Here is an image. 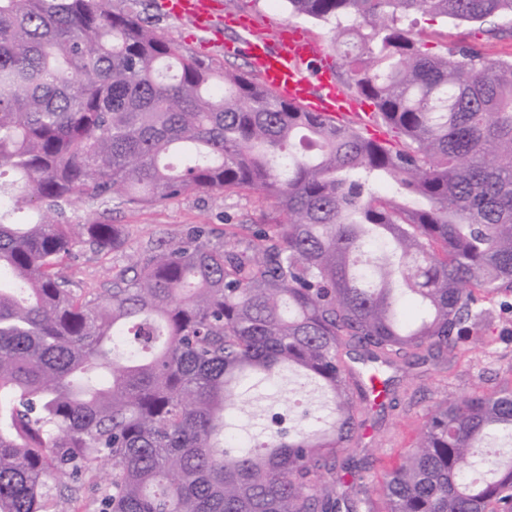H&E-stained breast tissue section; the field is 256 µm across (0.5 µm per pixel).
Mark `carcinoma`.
<instances>
[{"mask_svg":"<svg viewBox=\"0 0 512 512\" xmlns=\"http://www.w3.org/2000/svg\"><path fill=\"white\" fill-rule=\"evenodd\" d=\"M108 2L0 0V512H59L64 479L94 512H512L511 384L430 407L381 511L337 459L361 428L344 357L446 363L512 298V57L430 52L404 24L508 16L490 33L512 39V0H285L333 26L386 141ZM188 192H255L285 221L236 225V247L198 226L102 293L69 288L76 246L126 232L65 205ZM283 370L325 403L246 447L238 389Z\"/></svg>","mask_w":512,"mask_h":512,"instance_id":"1","label":"carcinoma"}]
</instances>
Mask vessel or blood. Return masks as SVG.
<instances>
[{"mask_svg": "<svg viewBox=\"0 0 512 512\" xmlns=\"http://www.w3.org/2000/svg\"><path fill=\"white\" fill-rule=\"evenodd\" d=\"M167 9L169 14L189 19L197 29L213 28L209 0H167ZM228 22L244 33L241 43L230 45V52L248 57L266 89L304 110L336 120L358 112L360 102L336 83L333 59L305 32L289 25L280 27L274 36H261L246 14L230 16Z\"/></svg>", "mask_w": 512, "mask_h": 512, "instance_id": "obj_1", "label": "vessel or blood"}]
</instances>
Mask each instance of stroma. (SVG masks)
Masks as SVG:
<instances>
[{
  "label": "stroma",
  "mask_w": 512,
  "mask_h": 512,
  "mask_svg": "<svg viewBox=\"0 0 512 512\" xmlns=\"http://www.w3.org/2000/svg\"><path fill=\"white\" fill-rule=\"evenodd\" d=\"M163 0H112L113 10L138 13L150 18L159 35L175 43L183 52L204 59H216L225 67L244 66L246 58L225 52L226 43L236 33L230 26L221 27L219 34L196 30L191 21L165 13ZM216 14L221 16L246 13L251 15L263 35H272L282 24H291L307 32L323 47H330L332 34L327 25L303 16L289 15L285 0H211ZM413 31L426 45L441 48L444 41H464L482 51L512 55V41L491 38L480 33L476 24L434 18L416 14L412 17ZM66 213L81 219H106L124 225L126 244L121 252H97L77 246L63 264L61 273L73 287L102 291L111 287L112 277L126 265V256L150 240H170L184 236L192 227L207 224L223 231L227 223L266 224L277 216L274 200L257 194L224 195L221 193H187L167 204L155 207H132L113 201L110 212L88 208L72 201ZM485 348H474L471 342L458 344L448 355L447 366L433 362H417L393 372V386L400 400L396 408H380L368 415L374 431L373 443L365 449L376 458L373 470L367 473L371 491H378V474L395 466L404 448L415 439L428 407L447 396H461L475 390H489L500 384H512V314H503L499 324L488 336ZM287 375L274 382H261L246 388L245 398L251 405L233 421V431L241 439H250L258 422L273 413L286 412L295 396L289 391Z\"/></svg>",
  "instance_id": "35a3bbf8"
}]
</instances>
